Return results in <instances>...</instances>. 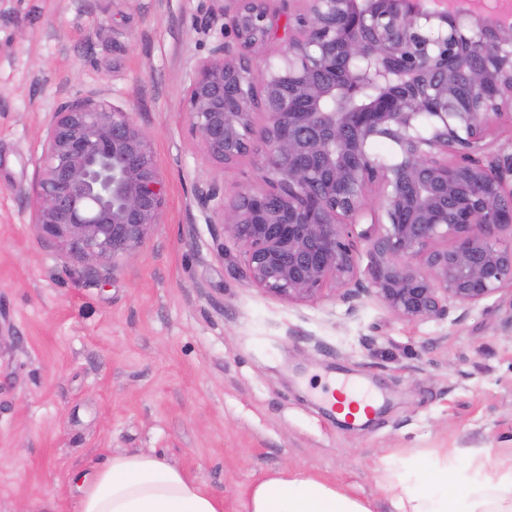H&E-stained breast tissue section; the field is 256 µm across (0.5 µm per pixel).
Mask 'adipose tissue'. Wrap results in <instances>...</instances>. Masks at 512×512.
Masks as SVG:
<instances>
[{"mask_svg":"<svg viewBox=\"0 0 512 512\" xmlns=\"http://www.w3.org/2000/svg\"><path fill=\"white\" fill-rule=\"evenodd\" d=\"M380 479L392 512H512V457L453 468L412 457ZM73 480L78 512H224V498L156 451L117 454ZM242 512H377L373 501L304 472L256 481Z\"/></svg>","mask_w":512,"mask_h":512,"instance_id":"obj_1","label":"adipose tissue"}]
</instances>
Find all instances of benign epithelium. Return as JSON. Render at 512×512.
<instances>
[{
    "label": "benign epithelium",
    "mask_w": 512,
    "mask_h": 512,
    "mask_svg": "<svg viewBox=\"0 0 512 512\" xmlns=\"http://www.w3.org/2000/svg\"><path fill=\"white\" fill-rule=\"evenodd\" d=\"M235 43L196 62L182 110L206 158L229 165L266 117L262 182L208 222L244 246V275L288 303L333 282L395 317L442 318L512 287V0H300L286 48L253 63L277 33L270 0H212ZM475 67L466 106L457 87ZM379 140L398 148L384 162ZM376 192L378 205L370 201ZM38 238L91 270L133 257L165 210V175L133 113L86 98L52 113L38 171L20 189ZM368 242L360 276L355 240Z\"/></svg>",
    "instance_id": "7a95c632"
}]
</instances>
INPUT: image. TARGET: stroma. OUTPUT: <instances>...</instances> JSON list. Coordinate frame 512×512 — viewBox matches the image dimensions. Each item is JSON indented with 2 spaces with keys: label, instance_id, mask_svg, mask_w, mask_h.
Masks as SVG:
<instances>
[{
  "label": "stroma",
  "instance_id": "obj_1",
  "mask_svg": "<svg viewBox=\"0 0 512 512\" xmlns=\"http://www.w3.org/2000/svg\"><path fill=\"white\" fill-rule=\"evenodd\" d=\"M210 0H0V512H77L68 484L150 449L242 512L249 487L304 471L388 512L389 462L512 455V291L406 321L371 296L286 303L243 275L196 184H259L262 158L203 154L182 103L217 36ZM87 97L133 112L166 177L162 224L116 273L40 242L21 196L50 112ZM376 406L345 423L327 377Z\"/></svg>",
  "mask_w": 512,
  "mask_h": 512
}]
</instances>
